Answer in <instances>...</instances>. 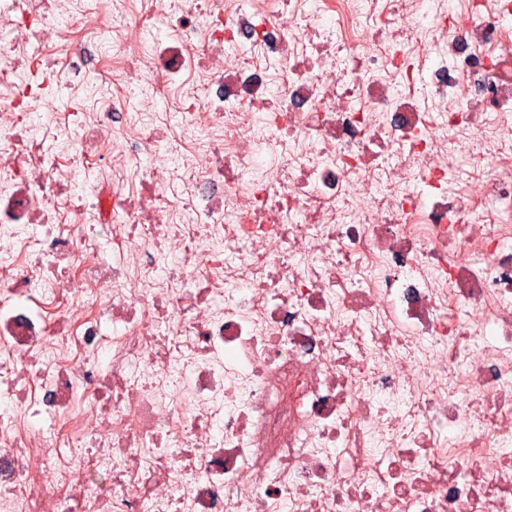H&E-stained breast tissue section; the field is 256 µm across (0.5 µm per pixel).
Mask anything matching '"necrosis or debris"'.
<instances>
[{
  "label": "necrosis or debris",
  "mask_w": 512,
  "mask_h": 512,
  "mask_svg": "<svg viewBox=\"0 0 512 512\" xmlns=\"http://www.w3.org/2000/svg\"><path fill=\"white\" fill-rule=\"evenodd\" d=\"M0 400V512H512V0H0Z\"/></svg>",
  "instance_id": "4bbe7bcc"
}]
</instances>
